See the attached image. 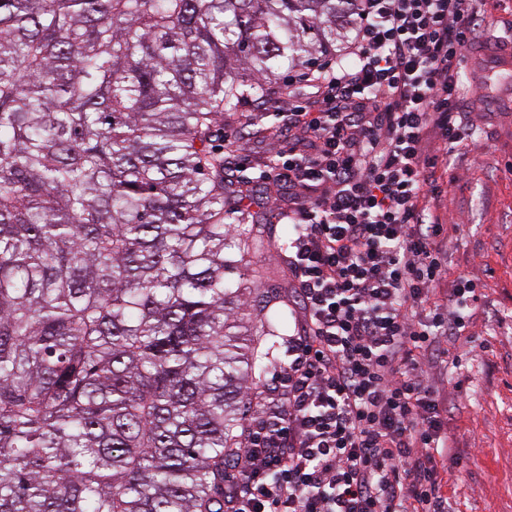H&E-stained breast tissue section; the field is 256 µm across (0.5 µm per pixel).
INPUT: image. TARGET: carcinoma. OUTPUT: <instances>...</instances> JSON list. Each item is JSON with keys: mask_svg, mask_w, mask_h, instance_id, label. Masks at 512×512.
<instances>
[{"mask_svg": "<svg viewBox=\"0 0 512 512\" xmlns=\"http://www.w3.org/2000/svg\"><path fill=\"white\" fill-rule=\"evenodd\" d=\"M357 0H0V512H224L276 301L224 113L279 103Z\"/></svg>", "mask_w": 512, "mask_h": 512, "instance_id": "carcinoma-1", "label": "carcinoma"}]
</instances>
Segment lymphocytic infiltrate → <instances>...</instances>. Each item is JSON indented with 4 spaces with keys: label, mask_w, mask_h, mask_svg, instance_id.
Here are the masks:
<instances>
[{
    "label": "lymphocytic infiltrate",
    "mask_w": 512,
    "mask_h": 512,
    "mask_svg": "<svg viewBox=\"0 0 512 512\" xmlns=\"http://www.w3.org/2000/svg\"><path fill=\"white\" fill-rule=\"evenodd\" d=\"M492 4L362 0L335 60L289 77L288 146L256 179L288 188L299 323L256 392L224 512H448L433 377L478 285L448 275L436 172L472 137L461 72Z\"/></svg>",
    "instance_id": "1"
}]
</instances>
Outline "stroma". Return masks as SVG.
<instances>
[{"mask_svg":"<svg viewBox=\"0 0 512 512\" xmlns=\"http://www.w3.org/2000/svg\"><path fill=\"white\" fill-rule=\"evenodd\" d=\"M470 93L462 105L475 129L460 150L455 172L440 170L447 186L438 201L450 228L444 251L450 276L464 275L479 285L469 333L481 350L468 352L465 342L449 344V354H465L464 369L449 371L445 386L448 433L459 454L457 464L444 476L448 512H512V98L502 92L512 76H485L484 67L467 58L462 72ZM276 117L262 120L274 136L262 137L257 129L226 126L240 141L243 154L262 160L285 148ZM260 126V127H261ZM252 198L251 214L272 224L273 246L258 256L269 276L246 291L241 313L256 295L272 291L281 295L280 332L296 330V313L288 269L276 242L282 227L265 199L263 186L244 181Z\"/></svg>","mask_w":512,"mask_h":512,"instance_id":"stroma-1","label":"stroma"}]
</instances>
